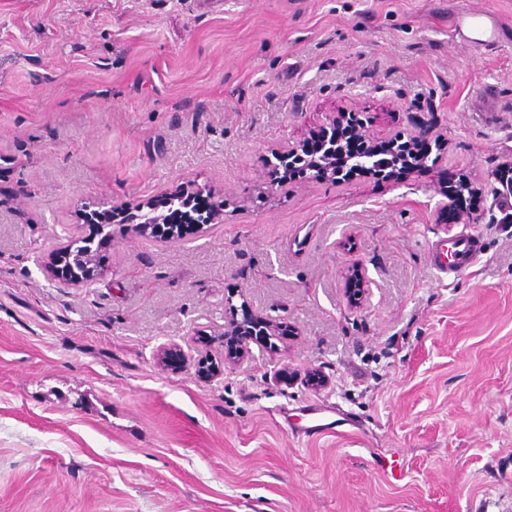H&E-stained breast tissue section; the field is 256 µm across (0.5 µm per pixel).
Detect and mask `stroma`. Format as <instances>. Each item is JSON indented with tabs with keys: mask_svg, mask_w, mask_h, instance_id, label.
<instances>
[{
	"mask_svg": "<svg viewBox=\"0 0 512 512\" xmlns=\"http://www.w3.org/2000/svg\"><path fill=\"white\" fill-rule=\"evenodd\" d=\"M340 109L377 140L428 130L427 169L275 183L271 149ZM509 159L512 0H0V512H512ZM451 171L475 223L446 220ZM179 184L223 223L112 225L84 288L38 264L86 204ZM464 231L476 262L439 272L432 243ZM253 314L284 332L225 361ZM310 367L326 388L280 379ZM313 406L343 425L297 436ZM444 190L452 205L460 211L477 210L482 202L481 194L464 184L461 176L448 173L444 182ZM194 204L200 210L209 212L213 208V204L210 202V199L204 197L202 195L193 196ZM224 206L222 204L215 206L212 212L204 213L203 217L195 223V226L198 231H202L205 227L210 226V224H219L223 223V215H224ZM350 280L357 285V288L350 290V305L353 308H360L365 304L370 295V285L372 281L369 279L364 267L360 264H355L350 270Z\"/></svg>",
	"mask_w": 512,
	"mask_h": 512,
	"instance_id": "35a3bbf8",
	"label": "stroma"
}]
</instances>
